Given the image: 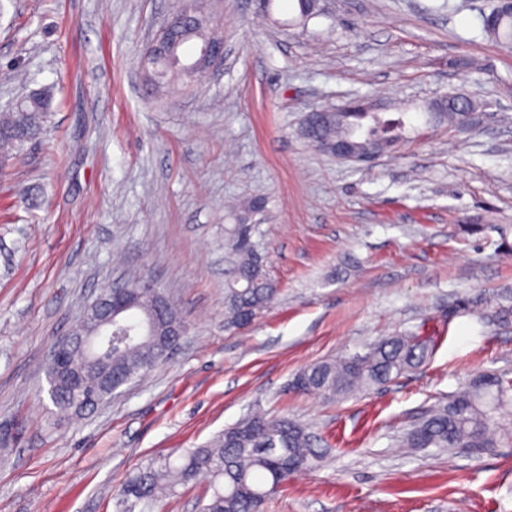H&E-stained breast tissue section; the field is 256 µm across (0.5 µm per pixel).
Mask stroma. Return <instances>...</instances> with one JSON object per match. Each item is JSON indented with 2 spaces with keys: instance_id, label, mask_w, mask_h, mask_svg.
Segmentation results:
<instances>
[{
  "instance_id": "35a3bbf8",
  "label": "stroma",
  "mask_w": 512,
  "mask_h": 512,
  "mask_svg": "<svg viewBox=\"0 0 512 512\" xmlns=\"http://www.w3.org/2000/svg\"><path fill=\"white\" fill-rule=\"evenodd\" d=\"M209 0L224 63L201 86L147 93L139 59L176 0H0V112L49 87L50 116L0 175V512H120L127 475L203 444L259 408L307 424L323 465L265 512H512V444L412 451L400 437L474 375L512 376V51L482 34L493 0ZM479 69L458 68L460 59ZM462 93L476 123L421 129L375 163L320 152L312 108ZM261 198L251 240L274 302L224 326L235 216ZM150 275L187 331L168 360L93 411L62 415L50 347L126 271ZM425 336L420 368L328 401L303 367L376 339Z\"/></svg>"
}]
</instances>
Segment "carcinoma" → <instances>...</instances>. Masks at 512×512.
Returning <instances> with one entry per match:
<instances>
[{"instance_id":"carcinoma-1","label":"carcinoma","mask_w":512,"mask_h":512,"mask_svg":"<svg viewBox=\"0 0 512 512\" xmlns=\"http://www.w3.org/2000/svg\"><path fill=\"white\" fill-rule=\"evenodd\" d=\"M482 31L503 45L512 43V13L494 4L479 16ZM193 40L216 41L211 21L199 18L192 32L168 44L166 59L147 70L149 85L159 92L183 80L182 56ZM50 91L23 101L22 109L0 113V157L20 155L49 114ZM461 103H434L426 107L427 121L450 127L465 126ZM300 134L312 146L324 149L336 141H355L369 151L383 153L403 141L413 125L408 110L393 105L380 112H310ZM250 227L238 225V255L233 280L224 289V325L247 327V315H257L274 300L278 288L265 259L252 248ZM135 314L112 326L88 349L69 350L71 371L48 365L50 398L64 414L81 415L112 397L107 380L117 387L149 373L166 359L175 337L166 335L184 324L173 302L157 308L149 297L133 305ZM422 336H389L369 345L363 354L340 356L310 364L293 378L292 387L326 400L369 392L420 367L432 353ZM512 443V378L486 374L425 412L403 436L401 448L456 453H478L502 442ZM325 449L304 424L286 416L252 411L211 441L183 450L175 459L151 462L130 473L119 489L123 512L142 507L154 512L178 486H187L204 474L209 478L201 512H264L269 495L300 471L318 469Z\"/></svg>"}]
</instances>
